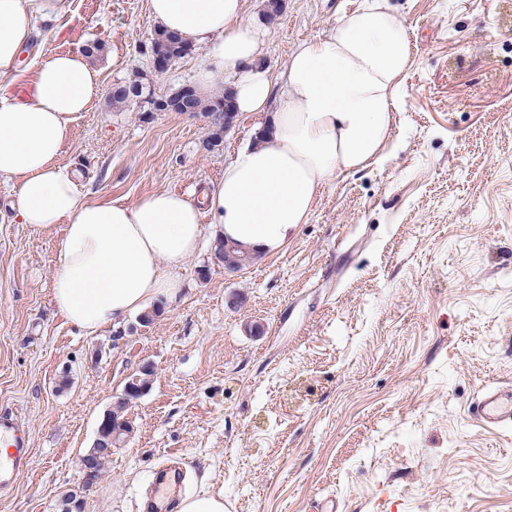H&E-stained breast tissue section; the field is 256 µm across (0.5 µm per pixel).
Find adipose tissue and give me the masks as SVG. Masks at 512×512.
Masks as SVG:
<instances>
[{"instance_id":"adipose-tissue-1","label":"adipose tissue","mask_w":512,"mask_h":512,"mask_svg":"<svg viewBox=\"0 0 512 512\" xmlns=\"http://www.w3.org/2000/svg\"><path fill=\"white\" fill-rule=\"evenodd\" d=\"M64 0H0V80L16 76L37 16ZM243 0H150L160 28L203 46L211 63L197 89L234 76L238 112H264L270 130L240 147L201 200L163 190L128 204L89 203L79 174L58 166L71 124L101 93L78 51L42 63L30 96L0 97V177L15 181L20 223L61 228L53 297L87 334L173 299V272L196 252L209 216L216 237L276 254L307 223L324 187L381 162L410 65L407 26L388 0H365L331 32L295 49L279 80L260 58L264 28L243 21Z\"/></svg>"}]
</instances>
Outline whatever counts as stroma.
I'll use <instances>...</instances> for the list:
<instances>
[{"mask_svg": "<svg viewBox=\"0 0 512 512\" xmlns=\"http://www.w3.org/2000/svg\"><path fill=\"white\" fill-rule=\"evenodd\" d=\"M360 2L285 0L270 21L264 0H244V17L266 25L276 76ZM390 3L411 66L385 159L331 181L288 246L243 271L212 265L205 235L149 325L132 316L90 336L68 323L51 286L60 232L16 223L0 177V412L18 414L33 450L0 512H59L69 491L83 512H140L172 452L187 495L223 496L224 512H512V427L469 413L512 383V0ZM155 29L149 0H66L0 83V96L27 95L41 63L102 43L103 94L57 160L87 201L196 199L265 121L240 114L207 151L202 118L155 111L206 63L195 47L156 72ZM135 79L146 95L110 106L106 91ZM147 363L133 432L86 486L80 460Z\"/></svg>", "mask_w": 512, "mask_h": 512, "instance_id": "1", "label": "stroma"}]
</instances>
